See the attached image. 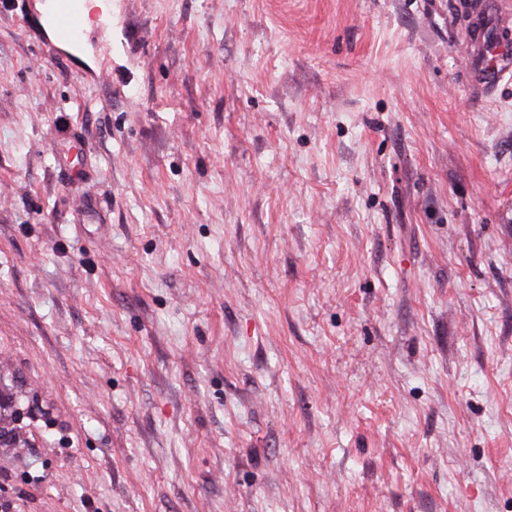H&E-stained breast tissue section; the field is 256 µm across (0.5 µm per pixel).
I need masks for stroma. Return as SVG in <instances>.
I'll return each instance as SVG.
<instances>
[{
  "label": "stroma",
  "instance_id": "1",
  "mask_svg": "<svg viewBox=\"0 0 512 512\" xmlns=\"http://www.w3.org/2000/svg\"><path fill=\"white\" fill-rule=\"evenodd\" d=\"M0 0V499L512 512V78L460 0ZM50 3L52 20L60 38L77 40L84 31L87 0H44ZM494 61L490 65H480L471 75V81L480 87L498 85L504 75L512 69V47L496 39L492 53Z\"/></svg>",
  "mask_w": 512,
  "mask_h": 512
}]
</instances>
